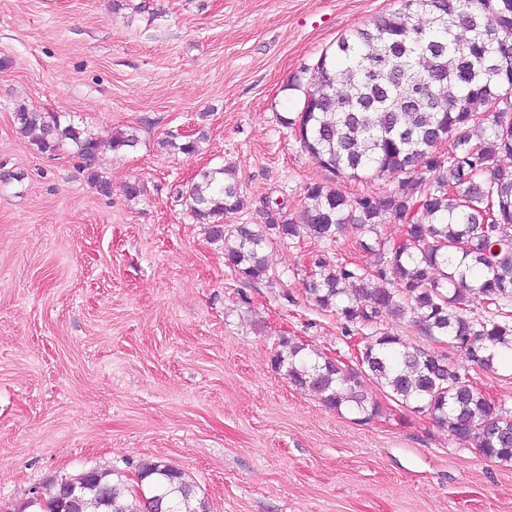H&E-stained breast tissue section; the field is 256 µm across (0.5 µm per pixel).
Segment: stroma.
<instances>
[{"label":"stroma","mask_w":512,"mask_h":512,"mask_svg":"<svg viewBox=\"0 0 512 512\" xmlns=\"http://www.w3.org/2000/svg\"><path fill=\"white\" fill-rule=\"evenodd\" d=\"M397 0H0V512L91 467L160 458L208 512H512V464L478 455L425 415L380 403L334 412L274 367L281 337L352 356L346 324L308 302L313 255L364 265L337 242H274L273 273L245 282L186 205L229 169L246 206L226 225L298 213L306 187L382 196L320 168L287 118L314 65ZM23 103L133 148L106 152L100 191L72 151L19 135ZM205 132L196 153L166 148ZM145 193L129 198L128 183Z\"/></svg>","instance_id":"obj_1"}]
</instances>
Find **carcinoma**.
Listing matches in <instances>:
<instances>
[{"mask_svg":"<svg viewBox=\"0 0 512 512\" xmlns=\"http://www.w3.org/2000/svg\"><path fill=\"white\" fill-rule=\"evenodd\" d=\"M318 81L305 89L296 119L301 146L326 170L352 179L391 174L385 195L349 198L320 182L307 186L297 215L255 229L224 227V216L245 198L228 170L199 173L188 190L192 216L225 244L226 265L246 282L270 277L268 241L305 234L337 242L352 227L367 266L313 259L307 299L360 329L387 316L403 320L436 343L467 353L461 368L440 349L406 343L373 330L355 369L284 337L278 368L290 382L339 412L350 406L369 420L382 415L359 391L367 373L400 407L425 414L454 439L484 458L512 461V411L465 379L469 371L493 372L495 349L512 351V0H398V8L340 35L321 54ZM18 132L41 153L70 147L88 177L104 191L94 165L102 148L133 147L137 138L118 131L103 141L52 112L20 103ZM205 134L162 145L183 154L198 151ZM450 141L448 152L439 144ZM403 226L384 239L378 226ZM479 301L481 318L466 315ZM137 492L122 472L93 467L76 478L41 487L34 503L44 512H207L185 473L163 461L135 467Z\"/></svg>","mask_w":512,"mask_h":512,"instance_id":"1","label":"carcinoma"}]
</instances>
